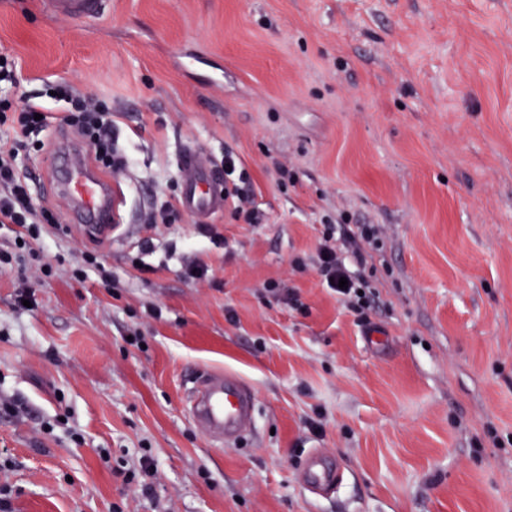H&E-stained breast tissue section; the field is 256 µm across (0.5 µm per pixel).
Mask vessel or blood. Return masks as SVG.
Returning <instances> with one entry per match:
<instances>
[{
	"mask_svg": "<svg viewBox=\"0 0 512 512\" xmlns=\"http://www.w3.org/2000/svg\"><path fill=\"white\" fill-rule=\"evenodd\" d=\"M51 13L73 19H94L104 14L108 0H42ZM181 203L186 213L209 219L224 210V179L211 162L193 147L181 156ZM63 195L71 202L69 220L84 233L104 240L115 232L121 199L107 178L84 160L72 158L68 169H54ZM189 415L199 432L216 447L236 443L251 431L256 421V400L251 387L236 376L223 372L200 375L188 391ZM341 471L322 465L321 455L309 459V486L325 490L339 484Z\"/></svg>",
	"mask_w": 512,
	"mask_h": 512,
	"instance_id": "1",
	"label": "vessel or blood"
}]
</instances>
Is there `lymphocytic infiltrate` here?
Returning <instances> with one entry per match:
<instances>
[{
    "mask_svg": "<svg viewBox=\"0 0 512 512\" xmlns=\"http://www.w3.org/2000/svg\"><path fill=\"white\" fill-rule=\"evenodd\" d=\"M62 105L63 122L72 128L93 152L95 162L106 170H120L131 165L130 156L119 153L112 140V108L106 102L83 93L65 81L45 84L39 91L26 95L22 107H15L10 96H0V125L11 124L13 137L0 142V223L25 227L32 239H39L42 226H56L55 215L46 209H36L31 201L29 186L16 168L21 150L40 148L39 135L50 126L48 116L54 105ZM224 198L234 220L258 224L263 220L256 207L250 177L233 154L224 156ZM351 238L342 236L332 222H325L314 265L327 287L358 320H366L371 299L360 275L349 269L344 248H351L356 264H363L364 255L354 247ZM347 286H340V279Z\"/></svg>",
    "mask_w": 512,
    "mask_h": 512,
    "instance_id": "f902f5d3",
    "label": "lymphocytic infiltrate"
}]
</instances>
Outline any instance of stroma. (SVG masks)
<instances>
[{"label": "stroma", "mask_w": 512, "mask_h": 512, "mask_svg": "<svg viewBox=\"0 0 512 512\" xmlns=\"http://www.w3.org/2000/svg\"><path fill=\"white\" fill-rule=\"evenodd\" d=\"M1 51L12 97L64 79L110 100L136 161L109 174L127 231L108 244L65 223L48 178L61 113L19 157L63 224L29 249L0 224L8 512H512V0H112L92 20L0 0ZM186 146L232 151L263 222L146 223ZM328 218L381 229L367 323L294 266ZM86 251L111 280L74 276ZM206 370L255 393L236 445L186 411ZM315 452L341 487L308 488Z\"/></svg>", "instance_id": "35a3bbf8"}]
</instances>
